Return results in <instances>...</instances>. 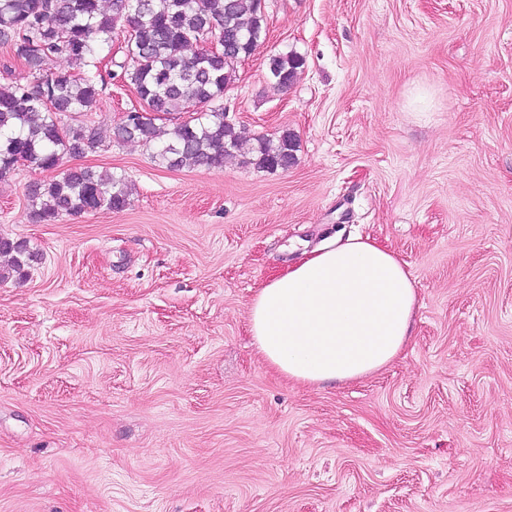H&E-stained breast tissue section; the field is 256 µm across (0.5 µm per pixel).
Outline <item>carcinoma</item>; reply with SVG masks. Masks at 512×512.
I'll use <instances>...</instances> for the list:
<instances>
[{"label": "carcinoma", "instance_id": "obj_1", "mask_svg": "<svg viewBox=\"0 0 512 512\" xmlns=\"http://www.w3.org/2000/svg\"><path fill=\"white\" fill-rule=\"evenodd\" d=\"M105 12L101 0H0V43L22 60L31 80L0 83V180L18 162L41 171H56L49 182L29 186L32 218L53 223L64 215L112 213L129 204L125 175L90 167H63L67 157H81L99 144L94 128L71 126L63 118L96 109L104 82L100 64L119 28L133 32L132 56L115 63L133 87L146 115L115 127L121 142L151 141L158 112H190L178 124L155 162L170 170L221 168L224 158L244 151L235 128L224 122L220 100L231 83L230 58H246L266 38L259 0H114ZM221 45L210 52L203 42ZM66 59L81 72L55 70ZM298 54L270 58L274 83L290 87L303 68ZM256 165L286 170L295 162V136L284 131L277 141L257 140ZM0 255L10 265L0 280L26 275L38 253L26 241L0 236Z\"/></svg>", "mask_w": 512, "mask_h": 512}]
</instances>
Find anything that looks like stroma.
Returning a JSON list of instances; mask_svg holds the SVG:
<instances>
[{
    "label": "stroma",
    "mask_w": 512,
    "mask_h": 512,
    "mask_svg": "<svg viewBox=\"0 0 512 512\" xmlns=\"http://www.w3.org/2000/svg\"><path fill=\"white\" fill-rule=\"evenodd\" d=\"M226 120L295 134L288 170L170 171L113 128L120 212L31 217L20 166L0 234L41 260L0 281V512H512V0H264ZM305 65L278 89L272 56ZM370 237L407 265L410 342L372 375L288 380L257 353L254 292L304 249Z\"/></svg>",
    "instance_id": "obj_1"
}]
</instances>
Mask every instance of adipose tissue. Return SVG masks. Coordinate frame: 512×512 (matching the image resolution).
<instances>
[{
  "label": "adipose tissue",
  "instance_id": "1",
  "mask_svg": "<svg viewBox=\"0 0 512 512\" xmlns=\"http://www.w3.org/2000/svg\"><path fill=\"white\" fill-rule=\"evenodd\" d=\"M417 301L392 250L334 236L257 289L250 331L264 360L288 378L346 382L403 351Z\"/></svg>",
  "mask_w": 512,
  "mask_h": 512
}]
</instances>
